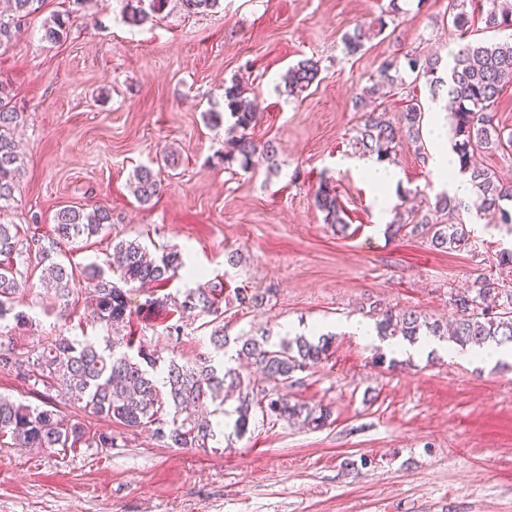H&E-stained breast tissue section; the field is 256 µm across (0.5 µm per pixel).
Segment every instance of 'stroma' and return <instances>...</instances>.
I'll return each instance as SVG.
<instances>
[{
  "instance_id": "stroma-1",
  "label": "stroma",
  "mask_w": 512,
  "mask_h": 512,
  "mask_svg": "<svg viewBox=\"0 0 512 512\" xmlns=\"http://www.w3.org/2000/svg\"><path fill=\"white\" fill-rule=\"evenodd\" d=\"M220 0L190 14L171 0L157 19L129 26L119 0H37L10 48L0 51V85L22 116L25 160L19 189L0 220L38 216L51 234L56 212L96 204L112 222L62 259L80 268L104 261L112 240L169 247L222 286L224 331L272 337L335 333L328 361L298 373L289 399L328 408L321 428L262 419L234 431L224 403V440L207 450L168 448L80 406L58 403L60 418L110 448L55 452L0 443V512H512V361L449 359L389 351L379 337L349 331L375 324L374 308L454 320L451 293L478 275L502 278L512 234L475 211L464 219L472 243L442 252L428 238L390 234L349 140L362 123L356 99L382 59L416 52L447 59L457 42L450 0ZM70 12L65 40L45 42L43 26ZM385 17L381 35L357 55L343 37ZM318 61V83L298 97L278 91L289 67ZM238 79L261 101L256 141H273L277 172L224 163L233 123L224 85ZM159 170L163 192L140 204L130 184L137 166ZM407 200L403 216L434 207L443 194L428 164L401 139L393 164ZM329 182L346 230L326 223L313 201ZM236 253L237 264L227 262ZM176 277L130 291L132 334L162 357L214 355L210 328L179 322L152 297L184 290ZM262 290L261 309L239 306L238 291ZM33 328L13 331L17 352L55 336H103L88 290L76 282L67 309L44 287L23 291Z\"/></svg>"
}]
</instances>
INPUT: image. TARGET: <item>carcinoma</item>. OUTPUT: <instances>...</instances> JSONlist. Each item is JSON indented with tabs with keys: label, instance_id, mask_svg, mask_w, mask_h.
<instances>
[{
	"label": "carcinoma",
	"instance_id": "1",
	"mask_svg": "<svg viewBox=\"0 0 512 512\" xmlns=\"http://www.w3.org/2000/svg\"><path fill=\"white\" fill-rule=\"evenodd\" d=\"M34 0H10L7 14H0V50L10 46L21 22L32 9ZM168 0H121L122 17L130 26H139L161 14ZM219 0H181L183 9L192 14L203 13L217 6ZM480 17L487 29L512 27V0H455L451 23L458 32L460 43L448 54L447 78L437 76L439 59L405 54L404 59L382 62L375 83L366 94L376 99L387 98L398 83L400 68L405 66L429 84L431 94L446 91L452 107L454 149L458 155L459 173L469 175L473 191L479 196L481 210L491 214L496 223L512 234V185L499 180L494 172L472 165L477 151H504L512 148V135L506 137L495 125V107L504 89L512 82V42L487 44L469 39L475 17ZM358 26L344 36L346 53L355 55L366 42L383 30ZM69 32V14H57L43 26L42 39L59 43ZM318 61L305 59L288 70L284 79L285 92L300 96L319 80ZM224 111L234 119L237 135L224 144V163L240 162L247 168L261 158L273 169L276 146L267 141L257 144L251 130L261 108L259 102L245 96V87L237 80L224 85ZM425 110L420 101L407 100L402 113V125L395 126L384 113L374 109L363 115V123L350 147L360 155H372L379 162L391 161L402 136L416 147L421 140ZM19 112L12 98L0 87V209L8 206L17 189L16 173L23 165V152L15 136ZM161 178L142 165L134 175L133 194L143 204L159 195ZM315 202L325 213L328 224H347L343 210L332 187L321 183L315 192ZM54 236L36 232H20L16 224L0 222V322L7 319L17 329L32 326L26 312L17 309L16 295L29 286L35 270L42 277L56 301H65L76 282L75 271L58 261L62 247L81 238L91 240L104 225L111 223L109 211L86 205L60 209L54 217ZM412 231L430 235L432 246L441 251H455L470 244V230L464 222L436 224L428 213H413ZM106 266L86 265L81 276L91 290L94 316L106 336L103 343L85 337L82 340L59 335L50 343L40 345L22 357L15 352L11 339L0 335V368L16 376L53 388L59 399L96 416L107 418L126 428L152 431V435L168 448H208L221 442L223 432L207 419L209 408L224 412V390L238 392L235 430L243 435L249 429L252 412L258 410L271 420L303 419L319 428L331 417L328 409L307 403L293 402L278 392L281 385L292 381L295 374L327 360L331 354V334L315 340L305 336L270 342L244 334L229 339L224 334V311L220 309L216 286L199 283L178 294H164L149 301L162 308L192 310L206 318L204 325L212 327L211 342L218 352L230 343L240 346V352L260 366L268 386L252 389L244 384L240 374L207 356L185 363L171 357L163 370H158L161 358L144 345L134 346V338L124 334L130 312L127 292L112 282L110 272L134 288L136 285L161 284L174 277L183 267L181 254L169 250L158 256L150 255L136 241H120L110 247ZM450 303L456 309L449 341L462 349L486 344L512 343V286L491 278L475 281L471 290L454 293ZM384 338L402 337L415 341L420 336H444L443 325L412 311L387 309L375 326ZM53 403L23 404L0 396V438H10L12 444L24 448H73L81 441L88 447L110 448L113 438L87 436L78 423L64 426Z\"/></svg>",
	"mask_w": 512,
	"mask_h": 512
}]
</instances>
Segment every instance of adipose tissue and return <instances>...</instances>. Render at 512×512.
<instances>
[{"label":"adipose tissue","instance_id":"ef3b65f1","mask_svg":"<svg viewBox=\"0 0 512 512\" xmlns=\"http://www.w3.org/2000/svg\"><path fill=\"white\" fill-rule=\"evenodd\" d=\"M426 133L430 144L429 165L451 196L466 199L472 196L473 189L468 179L458 173L457 156L448 142V128L440 107H433L426 113Z\"/></svg>","mask_w":512,"mask_h":512}]
</instances>
